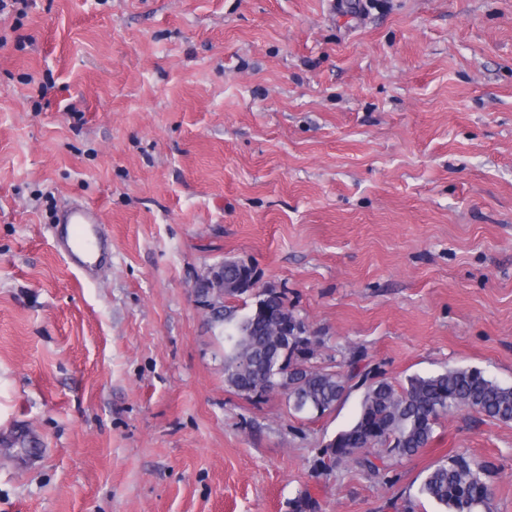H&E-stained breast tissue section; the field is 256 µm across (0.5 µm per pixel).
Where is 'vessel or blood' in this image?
Returning <instances> with one entry per match:
<instances>
[{"mask_svg": "<svg viewBox=\"0 0 512 512\" xmlns=\"http://www.w3.org/2000/svg\"><path fill=\"white\" fill-rule=\"evenodd\" d=\"M98 223V211L86 204L72 206L59 216L57 245L67 263L89 279L111 253V244L100 236Z\"/></svg>", "mask_w": 512, "mask_h": 512, "instance_id": "1", "label": "vessel or blood"}]
</instances>
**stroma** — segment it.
<instances>
[{
	"label": "stroma",
	"instance_id": "1",
	"mask_svg": "<svg viewBox=\"0 0 512 512\" xmlns=\"http://www.w3.org/2000/svg\"><path fill=\"white\" fill-rule=\"evenodd\" d=\"M95 207L88 280L53 226ZM393 383L512 384V0H21L0 11V512H390L460 451L512 512V423L441 419L385 484L224 384L227 259Z\"/></svg>",
	"mask_w": 512,
	"mask_h": 512
}]
</instances>
